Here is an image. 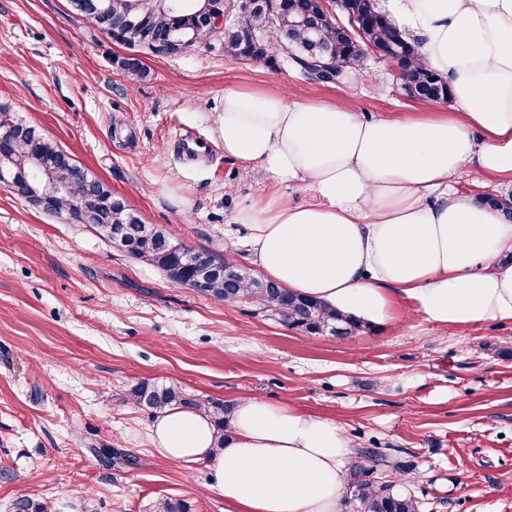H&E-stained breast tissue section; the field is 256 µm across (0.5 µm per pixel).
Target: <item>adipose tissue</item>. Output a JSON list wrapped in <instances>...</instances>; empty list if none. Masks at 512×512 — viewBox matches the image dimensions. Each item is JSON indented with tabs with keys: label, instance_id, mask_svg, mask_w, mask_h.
<instances>
[{
	"label": "adipose tissue",
	"instance_id": "obj_1",
	"mask_svg": "<svg viewBox=\"0 0 512 512\" xmlns=\"http://www.w3.org/2000/svg\"><path fill=\"white\" fill-rule=\"evenodd\" d=\"M451 88L447 111L365 120L286 92L224 91L225 156L301 200L238 210L259 276L368 323L404 294L438 326L512 320V219L461 192L512 180V0H378ZM164 458L203 462L225 512H342L355 445L332 417L243 396L223 446L201 410L168 409Z\"/></svg>",
	"mask_w": 512,
	"mask_h": 512
}]
</instances>
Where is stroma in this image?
<instances>
[{
	"label": "stroma",
	"instance_id": "stroma-1",
	"mask_svg": "<svg viewBox=\"0 0 512 512\" xmlns=\"http://www.w3.org/2000/svg\"><path fill=\"white\" fill-rule=\"evenodd\" d=\"M130 49L66 0H0V105L38 126L126 199L144 223L247 261L236 211L279 199L258 166L226 158L218 119L229 86L286 91L367 117L438 111L408 99L368 57L365 83L317 84L281 60H231L219 38L178 56ZM202 142L192 154L185 138ZM396 297L392 317L344 339L308 336L172 284L0 186V512H153L171 497L224 512L205 464L163 458L155 417L126 397L137 381L201 399L243 394L335 418L381 464L376 483L419 512H512V322L442 329Z\"/></svg>",
	"mask_w": 512,
	"mask_h": 512
}]
</instances>
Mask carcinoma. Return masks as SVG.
<instances>
[{"label":"carcinoma","instance_id":"cac0c4a2","mask_svg":"<svg viewBox=\"0 0 512 512\" xmlns=\"http://www.w3.org/2000/svg\"><path fill=\"white\" fill-rule=\"evenodd\" d=\"M231 10L226 0H177L180 6L167 8L164 0H95L97 17L91 23L115 42L139 48L154 55L176 56L203 43L211 33L191 27L190 18L204 3ZM347 18L355 21L359 32L339 23L322 0H261L244 17V25L224 23V55L232 60L273 62L274 54L287 55L298 65L312 55L332 52L343 66L326 77L343 82L350 70L364 65L368 48L383 50L402 71L406 95L419 101L447 100L451 96L448 81L440 74L416 61L415 46L405 41L389 19L377 12L374 0H345L341 7ZM8 150L14 156L19 177L11 191L30 204L26 182L37 174L30 170L31 157L37 156L43 171L65 186L66 192L54 202L56 211H65L78 198L93 195L109 204L105 223L95 231L106 242H112V231L127 230L136 241L130 257L160 270L173 283L186 286L198 279L205 282L200 292L221 300L227 306L248 305L255 315L275 320L305 334H319L326 329L344 328V335L354 336L364 324L352 320L336 309L315 300L300 297L275 282L258 287L259 279L234 255H220L202 250L207 263L189 260L173 248V239L165 230L142 223L136 212L123 202L112 205L115 195L101 179L82 167L58 144L36 127L11 141ZM235 271L230 282L212 272V267ZM129 400L155 413L168 408L185 407L202 410L217 429V447L224 445V429L228 427L232 406L220 400L199 401L176 384L139 381L129 389ZM350 488L357 491L354 501L359 512H419L418 502L402 496L393 486L374 484L354 474ZM155 512H190L181 499L165 498L156 502Z\"/></svg>","mask_w":512,"mask_h":512}]
</instances>
